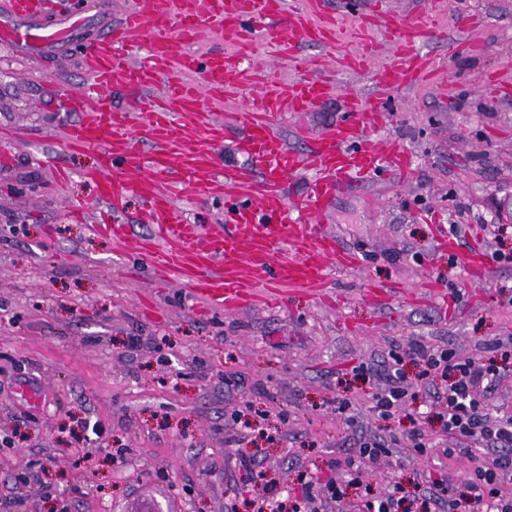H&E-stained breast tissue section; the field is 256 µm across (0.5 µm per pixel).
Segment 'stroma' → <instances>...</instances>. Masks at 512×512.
<instances>
[{
  "label": "stroma",
  "mask_w": 512,
  "mask_h": 512,
  "mask_svg": "<svg viewBox=\"0 0 512 512\" xmlns=\"http://www.w3.org/2000/svg\"><path fill=\"white\" fill-rule=\"evenodd\" d=\"M479 52L425 44L445 87L428 82L383 96L377 137L400 138L408 174L351 187L321 218L361 258L331 269L326 296L290 288L282 302L228 313L179 283H153L128 252L94 234L72 212L97 214L85 170L98 150L66 152L60 139L76 115L61 94L86 83L84 45L111 22L86 13L71 43L41 59L0 44V128L27 127L26 140L0 138V504L11 512H253L235 447L252 449L267 478L286 492L300 477L325 476L364 434L404 431V416L371 412L378 377L357 376L421 342L479 359L496 357L512 334V262L490 261L472 279L462 257L474 245L512 251V96L480 87L490 72L512 76V0H444L440 21ZM340 92L278 123L289 149L305 150L298 126L341 121L353 97L374 94L365 75L326 62ZM70 168L64 185L55 166ZM447 233L452 251L436 249ZM142 346L128 351V337ZM346 410H339L340 402ZM266 411L263 433L238 421ZM124 456H117V449ZM54 468L34 476L42 457ZM469 457L411 448L365 467L385 479L443 467L463 478Z\"/></svg>",
  "instance_id": "1"
}]
</instances>
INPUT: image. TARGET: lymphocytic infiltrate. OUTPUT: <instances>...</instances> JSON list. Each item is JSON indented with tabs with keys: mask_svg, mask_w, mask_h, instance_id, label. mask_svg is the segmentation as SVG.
I'll list each match as a JSON object with an SVG mask.
<instances>
[{
	"mask_svg": "<svg viewBox=\"0 0 512 512\" xmlns=\"http://www.w3.org/2000/svg\"><path fill=\"white\" fill-rule=\"evenodd\" d=\"M499 359H474L456 352L417 344L406 356H394L386 375V386L373 397L372 412L388 420L406 410L411 387H419L431 398L436 432L413 426L405 440L422 452L434 437L445 441L446 457L469 442L485 444L483 453L473 459L462 484H454L449 474H419L407 483L402 478L388 481L382 495L373 491L350 495L359 486L366 464L391 455L398 438H360L348 449L347 471L342 479L320 482L309 480L296 494H281L276 484L267 482L246 449L238 459L245 484L258 483L262 492L253 506L255 512H399L404 503L420 501L423 512H512V414L502 412L491 402L495 382L512 362V336L498 339ZM418 368L415 382H408L404 362Z\"/></svg>",
	"mask_w": 512,
	"mask_h": 512,
	"instance_id": "lymphocytic-infiltrate-1",
	"label": "lymphocytic infiltrate"
}]
</instances>
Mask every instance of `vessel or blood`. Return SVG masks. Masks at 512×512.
<instances>
[{
    "label": "vessel or blood",
    "instance_id": "obj_1",
    "mask_svg": "<svg viewBox=\"0 0 512 512\" xmlns=\"http://www.w3.org/2000/svg\"><path fill=\"white\" fill-rule=\"evenodd\" d=\"M318 0H128L119 23L85 46L79 64L96 87L115 81L152 91L147 112L118 117L111 107L92 103L88 91H66L63 104L78 118L69 123L62 141L70 151L99 149L101 163L86 170L85 179L97 189L108 218L93 221L92 232L107 236L113 246L135 247L158 282L177 281L215 307L241 311L261 302H278L289 288L322 296L328 284V264L360 263L335 237L311 224L328 214L337 197L355 183L378 177L385 170L408 172V152L398 141L381 144L364 131L377 114L378 94L418 79L438 81L433 57L424 42H444V27L426 8L416 19L390 15L384 0H343L355 22V49L336 47L337 20L310 16ZM84 0H0L14 18L41 19L35 32H19L0 23V40L27 46L32 56L46 55L78 23ZM179 19L177 36H170L171 19ZM234 43L231 51L198 57L190 45L203 28ZM333 52L337 63L356 73H369L378 93L355 99L351 112L319 133L299 128L307 153L288 149L277 131L286 112H308L338 91L335 83L305 77L281 83L257 76L244 66L255 43L262 42L284 62L308 70L312 63L296 51L297 40ZM203 72L209 96L220 102L237 85L259 83L258 94L231 113L241 137L238 153L251 157L260 169H230L216 173V157L224 146V125L203 110L195 86L170 80L172 71ZM142 126L150 152L133 140V126ZM314 167L316 178L301 206L289 203L288 178ZM144 201L140 223L150 228L133 241L123 220L126 196ZM223 198L225 224L209 230L189 221L177 198Z\"/></svg>",
    "mask_w": 512,
    "mask_h": 512
}]
</instances>
